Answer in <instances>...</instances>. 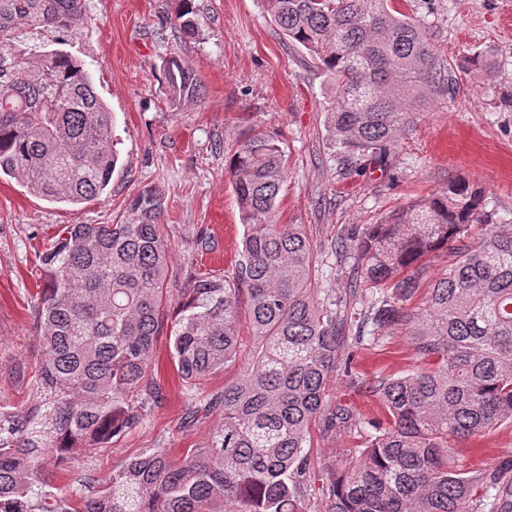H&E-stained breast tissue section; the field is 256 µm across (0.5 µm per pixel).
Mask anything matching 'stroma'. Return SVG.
I'll return each instance as SVG.
<instances>
[{
  "label": "stroma",
  "instance_id": "35a3bbf8",
  "mask_svg": "<svg viewBox=\"0 0 512 512\" xmlns=\"http://www.w3.org/2000/svg\"><path fill=\"white\" fill-rule=\"evenodd\" d=\"M89 5L81 34L68 49L84 60L115 117L119 164L104 193L80 204L41 199L15 179L0 177V403L15 405L31 395L16 368L35 357L31 297L45 279L38 254L60 225L131 221L132 199L157 186L166 197L170 279L190 271L233 276L246 229L222 147L250 130L279 140L285 179L278 221L305 225L316 255L315 282L349 326H356L366 301L353 293L352 261L332 254L335 241L446 190L459 176L483 189L494 223L512 225V0H398L400 11L425 23L447 59L459 62L485 52L496 75L463 76L457 98L433 97L384 160L351 170L336 154L325 75L304 49L283 37L264 0H194L198 32L193 36L179 27L177 0H89ZM173 54L197 73L206 88L203 98L169 105L162 69ZM201 238L210 241L211 251L198 249ZM352 352L351 374L333 377L330 393L354 405L362 420L379 419L377 400L357 392L354 378L417 370L414 344L398 332L377 343L363 339ZM150 376L162 388L151 416L98 455L74 458L56 475V488L68 491L74 477L86 471L107 481L116 461L156 449L180 458L186 449L203 445L222 413L186 429L181 419L197 401L222 391L233 371L213 375L188 394L170 357L169 338L162 335ZM367 439L362 432L317 427L307 448L322 469ZM510 461L508 422L450 453L451 465L467 472L488 473Z\"/></svg>",
  "mask_w": 512,
  "mask_h": 512
}]
</instances>
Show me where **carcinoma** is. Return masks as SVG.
Wrapping results in <instances>:
<instances>
[{
	"label": "carcinoma",
	"instance_id": "obj_1",
	"mask_svg": "<svg viewBox=\"0 0 512 512\" xmlns=\"http://www.w3.org/2000/svg\"><path fill=\"white\" fill-rule=\"evenodd\" d=\"M176 18L195 34L193 0ZM288 40L329 78V123L348 166L387 156L434 95L453 97L461 74L491 79L489 57L451 62L425 26L394 0H265ZM88 0H0V175L51 202L81 203L110 184L118 161L114 116L84 62L60 49L80 33ZM58 33L38 54L20 33ZM170 101L200 98L196 74L175 56L163 64ZM247 232L235 276L191 273L170 287L171 243L161 190L130 203L128 224H65L39 253L46 280L31 315L34 390L28 406H0V512H512V478L469 476L448 466L452 445L512 421V228L491 224L483 191L463 178L393 212L338 247L357 263L370 298L362 325L412 337L425 367L360 377L384 419L344 465L315 473L305 451L315 424L361 426L331 400L346 323L314 287L302 224L277 223L282 150L263 131L225 149ZM440 250L448 264L424 306L412 300ZM247 306L251 343L242 347ZM191 392L239 365L203 410L224 423L183 459L162 450L123 460L106 484L86 474L66 493L53 470L109 447L162 400L147 379L161 332Z\"/></svg>",
	"mask_w": 512,
	"mask_h": 512
}]
</instances>
